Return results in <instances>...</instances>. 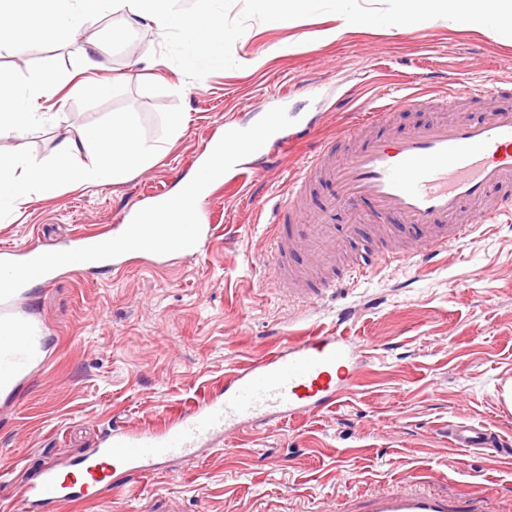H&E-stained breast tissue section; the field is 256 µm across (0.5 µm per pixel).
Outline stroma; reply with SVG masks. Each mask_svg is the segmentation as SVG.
<instances>
[{"label":"stroma","instance_id":"stroma-1","mask_svg":"<svg viewBox=\"0 0 512 512\" xmlns=\"http://www.w3.org/2000/svg\"><path fill=\"white\" fill-rule=\"evenodd\" d=\"M373 10L379 24L332 41L318 32L340 9ZM396 0H319L289 28H270L251 0H224L223 51L199 75L181 62L178 36L104 14L69 34L39 33L29 44L0 35V74L25 89L45 63L62 82L42 101L50 121L0 140V153L53 161L58 144L89 125L132 112L141 138L158 147L153 165L120 186H62L0 222L1 246L51 252L78 235L106 230L154 188L175 193L189 163L225 126L249 129L269 113L309 129L250 189L209 202L215 233L193 260L153 266L131 258L111 269L61 272L15 296L17 313L46 336L48 362L0 396V458L15 464L0 482V512L21 482L47 468L68 470L113 425L164 426L170 414L219 392L234 363L261 358L280 336L334 330L361 346L357 386L335 408L217 436L189 462L173 460L131 480V491L46 512H346L403 478L431 474L427 491L482 498L512 512V457L455 448L448 426L470 423L512 438L501 397L512 380V223L452 247L433 270L390 267L304 307L268 282L266 232L252 195L278 191L303 152L353 121L361 103L404 87L512 80V34L478 31L438 15L406 33L384 25ZM112 48L86 68L92 43ZM288 95H281V87ZM188 124L171 138L166 116Z\"/></svg>","mask_w":512,"mask_h":512}]
</instances>
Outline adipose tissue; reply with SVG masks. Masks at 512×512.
<instances>
[{
	"label": "adipose tissue",
	"mask_w": 512,
	"mask_h": 512,
	"mask_svg": "<svg viewBox=\"0 0 512 512\" xmlns=\"http://www.w3.org/2000/svg\"><path fill=\"white\" fill-rule=\"evenodd\" d=\"M176 0H0V28L21 27L35 34L47 28L65 33L85 20L109 10L133 22H145L159 35L177 32L184 47L183 64L195 72L221 53L212 33L222 19L220 0H200L196 10L175 7ZM389 24L398 30L421 28L436 14L455 24L475 28L512 30V0H397ZM58 86L52 66L29 86L0 89V100L10 111L0 113V140L22 134L47 121L48 115L32 108V100L51 96ZM156 153L142 140L134 113L113 114L110 124L87 128L79 140L63 142L53 162L34 157L0 154V222L18 214L31 197L55 195L60 182L85 186L119 185L134 172L149 168Z\"/></svg>",
	"instance_id": "ef3b65f1"
}]
</instances>
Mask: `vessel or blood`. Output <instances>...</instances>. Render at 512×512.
Returning a JSON list of instances; mask_svg holds the SVG:
<instances>
[{
	"instance_id": "1",
	"label": "vessel or blood",
	"mask_w": 512,
	"mask_h": 512,
	"mask_svg": "<svg viewBox=\"0 0 512 512\" xmlns=\"http://www.w3.org/2000/svg\"><path fill=\"white\" fill-rule=\"evenodd\" d=\"M421 109L437 112V119L389 133L397 114ZM287 121L284 113H270L263 137L225 130L223 159L199 165L190 180L187 223L153 246L149 258L159 264L174 253L187 259L201 256L214 236L206 204L215 187L250 185L257 172L242 164L243 156L262 155L269 165H276L277 156L266 148L286 129ZM320 182L332 185L334 193L315 209L312 190ZM365 201L370 204L366 210L361 207ZM340 204L355 206L354 223H334ZM254 208L272 214L270 283L296 305L372 276L394 258L418 271L432 269L450 246L512 219V81L487 88L463 84L445 91H416L379 106L367 102L354 122L302 161L275 205L258 198ZM149 220L148 213L129 211L122 223L78 237L53 252L2 248L0 276L22 289L50 283L63 270L108 266L122 274L129 257L126 244L144 236ZM357 360L350 337L334 331L283 337L268 355L234 366L224 377L222 396L190 406L160 431L113 427L95 456L76 460L74 467L93 481H108L113 495H120L127 488V476L156 472L174 457L191 460L195 448L217 432L335 407L355 385ZM40 364L26 343L0 348L2 373L11 375ZM448 439L458 448L512 453L511 439L472 424L449 425ZM85 495V485L60 479L49 469L39 482L21 486L17 501L22 512H31L37 505L56 506ZM360 512L479 508L472 501L459 505L445 497L422 495L406 485L366 502Z\"/></svg>"
}]
</instances>
